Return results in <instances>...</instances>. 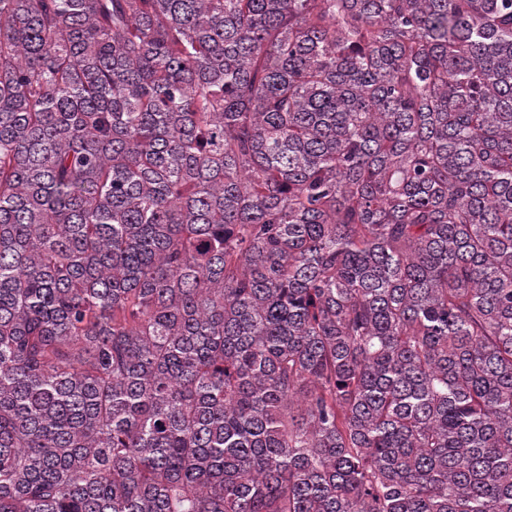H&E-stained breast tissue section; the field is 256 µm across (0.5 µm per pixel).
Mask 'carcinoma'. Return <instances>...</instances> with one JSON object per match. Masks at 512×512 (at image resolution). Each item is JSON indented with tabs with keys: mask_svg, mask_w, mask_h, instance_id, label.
Here are the masks:
<instances>
[{
	"mask_svg": "<svg viewBox=\"0 0 512 512\" xmlns=\"http://www.w3.org/2000/svg\"><path fill=\"white\" fill-rule=\"evenodd\" d=\"M0 512H512V0H0Z\"/></svg>",
	"mask_w": 512,
	"mask_h": 512,
	"instance_id": "carcinoma-1",
	"label": "carcinoma"
}]
</instances>
